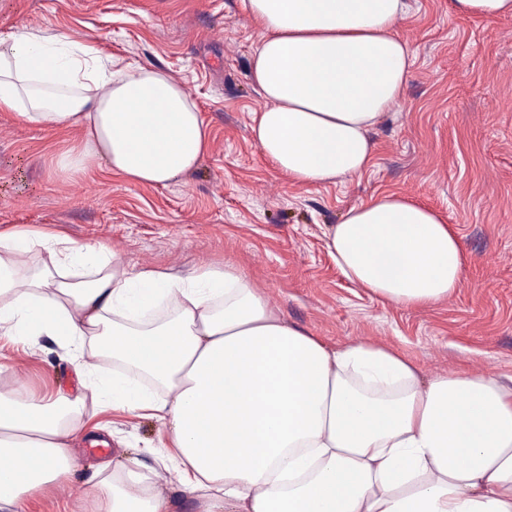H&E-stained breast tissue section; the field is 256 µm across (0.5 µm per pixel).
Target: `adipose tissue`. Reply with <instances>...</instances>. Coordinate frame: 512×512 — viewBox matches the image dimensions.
<instances>
[{
    "instance_id": "1",
    "label": "adipose tissue",
    "mask_w": 512,
    "mask_h": 512,
    "mask_svg": "<svg viewBox=\"0 0 512 512\" xmlns=\"http://www.w3.org/2000/svg\"><path fill=\"white\" fill-rule=\"evenodd\" d=\"M406 0H249L265 38L250 80L261 154L303 184L362 175L372 129L399 103L414 51L393 32ZM0 112L81 147L61 169L103 166L168 187L209 147L194 102L167 72L101 58L40 29L0 33ZM344 276L402 305L462 285L464 253L435 211L390 194L327 225ZM40 264L26 274V258ZM171 314L151 318L163 301ZM52 334L112 376L87 382L102 408L155 420L201 512H512V376L479 371L422 381L396 350L324 344L271 310L231 265L177 275L139 269L106 245L60 233H0V330ZM81 396L0 394V512L73 473ZM91 495L102 512H170L136 463L110 467Z\"/></svg>"
}]
</instances>
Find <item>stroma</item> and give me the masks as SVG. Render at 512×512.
<instances>
[{
	"label": "stroma",
	"mask_w": 512,
	"mask_h": 512,
	"mask_svg": "<svg viewBox=\"0 0 512 512\" xmlns=\"http://www.w3.org/2000/svg\"><path fill=\"white\" fill-rule=\"evenodd\" d=\"M63 34L102 55L165 70L209 129L198 169L165 188L107 170L73 173L59 153L82 144L0 112V231L101 242L131 265L177 273L231 264L289 323L330 345L364 341L411 357L422 380L478 370L512 376V17L464 18L449 0H410L395 33L415 58L399 104L374 129L358 177L302 184L263 158L251 136L263 100L250 60L265 36L246 0H0V32ZM398 194L439 213L465 256L461 288L435 304H395L349 282L324 227L361 202ZM78 359L57 337L0 335V393L79 392L80 468L35 493L26 512H95L88 492L105 460H136L172 512H198L161 459L164 428L101 410ZM105 449L91 448V438Z\"/></svg>",
	"instance_id": "obj_1"
}]
</instances>
